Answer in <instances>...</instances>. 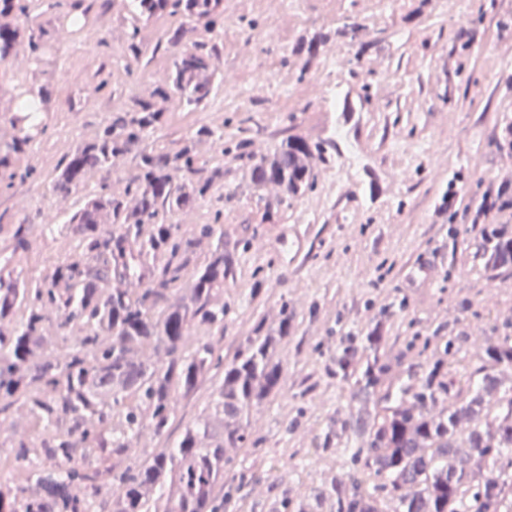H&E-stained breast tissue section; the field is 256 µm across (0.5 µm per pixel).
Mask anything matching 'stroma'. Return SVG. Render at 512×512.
<instances>
[{
    "label": "stroma",
    "instance_id": "stroma-1",
    "mask_svg": "<svg viewBox=\"0 0 512 512\" xmlns=\"http://www.w3.org/2000/svg\"><path fill=\"white\" fill-rule=\"evenodd\" d=\"M129 3L82 0L95 24L34 69L52 104L16 164L43 176L0 185V244L20 224L28 241L12 261L19 278L41 277L78 255L63 216L81 197L53 196L46 174L112 112L149 96L171 62L164 52L148 68L130 58ZM269 12L270 0H224V27L236 41L221 48L214 94L197 109L171 108L165 127L146 138L167 150L209 125L223 140L245 141L258 159L289 134L310 141L344 134L333 162L311 158L316 187L293 201L277 187H255L246 161L222 154L221 140L198 141L199 166H223L224 180L169 218L193 242L189 267L213 247L195 241L201 224H223L224 247L237 257V274L224 284L223 329L196 326L192 338L216 337L228 360L257 324L272 330L291 317L279 350L282 385L251 413L246 447L226 451L233 471L224 477V512H270L275 502L308 499L332 477H346L361 423L384 415L425 373L434 350L450 348L448 378L459 381L479 367L478 348L512 320V272L489 279L479 227L483 199L512 189V150L501 145L512 122V0H395L388 9L376 0H295L277 20ZM351 20L363 25L355 44L334 35ZM317 30L329 37L314 58L289 56V45ZM362 42L369 49L357 67L351 60ZM334 54L344 64L332 77L324 63ZM260 65L288 82V99L258 90L235 100V83ZM331 79L349 96V121L319 91ZM423 142L435 153L413 154ZM351 155L357 166L349 171ZM486 220L512 225V209ZM426 255L438 260L435 281L411 287L403 272ZM381 321L389 370L367 400L357 376L337 374L333 358L347 340L363 344ZM216 385L206 380L180 401L167 436L143 430L135 456L176 447ZM331 427L336 442L321 450Z\"/></svg>",
    "mask_w": 512,
    "mask_h": 512
}]
</instances>
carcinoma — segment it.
I'll return each instance as SVG.
<instances>
[{
  "label": "carcinoma",
  "mask_w": 512,
  "mask_h": 512,
  "mask_svg": "<svg viewBox=\"0 0 512 512\" xmlns=\"http://www.w3.org/2000/svg\"><path fill=\"white\" fill-rule=\"evenodd\" d=\"M46 0H0V64L17 44L34 63L50 48L35 20ZM131 57L148 67L159 48L140 36L141 25L176 18L165 30L172 56L168 83L148 98L135 97L80 142L49 178L50 192L68 198L90 173L97 187L68 216L79 254L37 281L0 268V414L18 405L38 429L40 447L13 446L11 469L19 480L0 486V512H222L217 498L231 461L226 448H244L251 412L277 390L284 366L277 356L290 317L272 336L256 329L225 362L214 341L188 343L199 324L224 330V281L236 257L224 249V225L202 224L216 239L208 258L182 287L184 255L192 242L168 224L224 180V168L197 166L199 138L224 139L209 127L172 151L142 145L147 132L166 123L170 102L197 106L208 100L216 76L217 30L224 0H134ZM325 35L301 39L292 53L313 56ZM191 47L184 48L185 44ZM15 94L4 116L17 134L0 143V169L13 165L33 141L18 124L49 108L46 86L33 90L30 74L12 70ZM138 150L137 173L124 190H112V167ZM321 144L289 135L272 155L249 165L256 187L275 185L290 200L314 186L307 159ZM113 229L105 231L101 224ZM485 268L495 277L512 271V233L481 229ZM138 277L144 287L103 288L116 278ZM369 355L360 392L380 387L386 363L384 328L365 336ZM146 348L159 357L149 361ZM352 347L336 355V371L357 366ZM478 382L467 378L451 391L448 360H436L413 389L373 424L353 463L380 479L367 485L356 474L317 488L292 512H512V336L481 347ZM223 369L207 411L187 426L177 447L132 457L139 432L167 435L180 399L193 395L215 369Z\"/></svg>",
  "instance_id": "carcinoma-1"
}]
</instances>
